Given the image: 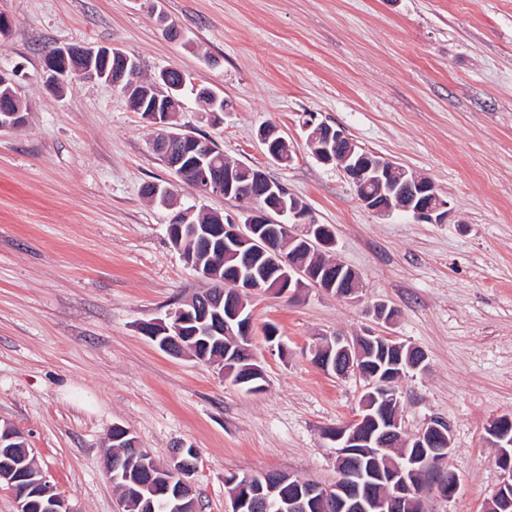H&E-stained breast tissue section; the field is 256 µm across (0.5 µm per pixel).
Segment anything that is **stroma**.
I'll return each instance as SVG.
<instances>
[{"mask_svg":"<svg viewBox=\"0 0 512 512\" xmlns=\"http://www.w3.org/2000/svg\"><path fill=\"white\" fill-rule=\"evenodd\" d=\"M0 14L11 22L0 69L22 66L28 107L23 127L0 133V424L24 433L75 512H122L105 470L116 425L163 462L175 443L197 448L199 512H227L232 473L333 483L325 433L358 412L367 382L319 370L310 347L371 329L426 355L397 385L404 437L448 426L460 487L449 501L424 493V512H487L502 475L486 429L512 415V0H0ZM70 42L223 94L233 109L219 117L184 95L180 127L283 184L333 228L332 258L359 274L353 299L254 296L264 390L140 332L206 287L143 185L171 182L184 208L240 210L174 182L152 129L111 84L75 77L53 89L44 57ZM312 116L430 178L448 222L368 211L343 171L312 155ZM265 125L291 162L266 154ZM378 301L397 309L392 323L369 315ZM270 324L282 350L264 340Z\"/></svg>","mask_w":512,"mask_h":512,"instance_id":"stroma-1","label":"stroma"}]
</instances>
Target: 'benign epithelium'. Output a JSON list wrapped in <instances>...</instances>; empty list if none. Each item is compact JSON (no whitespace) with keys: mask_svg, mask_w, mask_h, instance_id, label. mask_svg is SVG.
<instances>
[{"mask_svg":"<svg viewBox=\"0 0 512 512\" xmlns=\"http://www.w3.org/2000/svg\"><path fill=\"white\" fill-rule=\"evenodd\" d=\"M97 54L109 55L111 51L78 43L56 47L44 58L46 77L52 81L58 77L59 72L66 70L85 79L93 78L95 74L86 67V62ZM110 83L127 93L132 92L140 84L138 63H127L122 68L112 69ZM154 93L155 98L150 109L144 112V118L157 131L151 143L153 151L168 157L169 169L181 182L193 186L207 196L235 200L245 216L242 222L226 218L221 225L208 227L206 235L220 239L227 248L249 246L253 254H268L281 267L271 288L273 292L294 294L303 288H319L325 293L342 298H351L359 292L360 276L356 271L347 270L348 287L337 290L335 283L324 280L318 270L294 263L284 254L286 245H296L310 254L324 255L332 252L336 246V237L330 226L317 223L308 208L297 205L295 198L288 195L284 185L269 178L262 182V191L257 196L238 193L240 167L227 165L224 167V175L214 173L207 162L208 156L196 146V136L177 133L174 126L170 125L172 113L169 102L173 95L159 89L154 90ZM309 127L312 128L310 144L317 145V158L321 163L340 167L356 187L368 182L376 184V193L358 195L365 208L376 213L400 210L431 224L448 223L451 216L449 203L439 195L430 178L409 171L380 154L362 150L341 129L324 122L316 125L312 121L309 122ZM183 258L201 278L212 284L217 295H224V290L227 289L235 302L228 304L225 313L221 314L218 312L220 303L214 297L204 298L199 295L186 302L185 306L169 313L168 320L160 319L141 325L142 333L156 340L159 337L157 330H162L165 339L161 342V347L165 353L175 357L188 352V336L191 334L238 336L240 340L237 341V349L247 348L252 337V321L245 316L244 299L265 291L269 280L249 270L239 274L233 281H225L216 274L202 270L191 256L185 254ZM375 343L407 351V360L402 369L386 373L378 369H366L362 363L363 350ZM332 345L346 357L343 371H337L335 375L345 376L355 372L368 382V392L361 401L359 412L348 423L327 431L328 439L338 447L336 457L343 455L341 449L356 445L380 448L386 441L401 435L398 412L394 411L395 385L402 376L422 369L425 357L420 349L372 330L352 339L325 337L313 344L310 352L315 355ZM410 442L412 447L421 450V454L404 453L400 455V460L393 461L388 473L377 476L375 482L379 483V489L383 493L377 495L374 501L361 502L363 512H369L370 508L376 506L398 512L404 508L410 495L422 496L421 489L417 487L420 467L427 462L438 466L446 462L449 441L443 427L431 423L411 438ZM5 444L19 451L24 457H30L24 434L8 423L3 425V435L0 436V447ZM494 447L498 448L493 458L494 464L504 476L503 483L493 496V500L499 501L512 495V440L496 443ZM180 455L181 451L174 452V459L178 460L179 465L180 483L172 512H180L184 489L192 487L190 477L194 474L193 465L180 459ZM440 475L442 483L433 486V490L440 497L450 500L458 490L459 479L450 470L442 469ZM285 479L286 476L282 474L270 473L246 479V483L255 488L252 502L255 512L264 510L268 499L279 490ZM0 481L12 488L16 512H28L29 487L16 484L13 471L8 469L0 472ZM39 485L48 512H75L46 476H41Z\"/></svg>","mask_w":512,"mask_h":512,"instance_id":"obj_1","label":"benign epithelium"}]
</instances>
